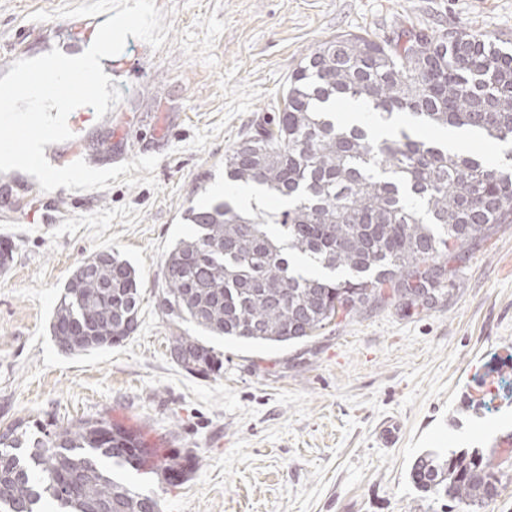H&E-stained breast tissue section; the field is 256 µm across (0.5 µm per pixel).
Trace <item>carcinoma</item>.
<instances>
[{"instance_id":"cac0c4a2","label":"carcinoma","mask_w":512,"mask_h":512,"mask_svg":"<svg viewBox=\"0 0 512 512\" xmlns=\"http://www.w3.org/2000/svg\"><path fill=\"white\" fill-rule=\"evenodd\" d=\"M362 102L390 126L414 125L512 142V50L477 33L411 28L395 40L344 34L305 55L288 77L283 107L224 154V178L282 200L273 212L233 198L191 205L193 234L162 266L158 307L173 324L214 336L281 344L319 334L339 314L360 312L386 293L425 306L439 293L448 257L512 222V166L493 164L421 139L405 128L372 134L336 120L322 105ZM71 277L51 335L66 353L118 345L139 324L141 280L127 260L102 251ZM177 364L219 375L224 360L186 332L171 336ZM138 435L103 418L60 429L0 435V512H161L159 500L126 478L147 457ZM196 459L172 454L162 481L184 479ZM505 474L478 448L418 456L416 490L446 497L463 512L497 498Z\"/></svg>"}]
</instances>
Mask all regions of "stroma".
I'll use <instances>...</instances> for the list:
<instances>
[{
  "label": "stroma",
  "instance_id": "35a3bbf8",
  "mask_svg": "<svg viewBox=\"0 0 512 512\" xmlns=\"http://www.w3.org/2000/svg\"><path fill=\"white\" fill-rule=\"evenodd\" d=\"M0 0V77L18 59L84 47L63 3ZM171 30L160 50L128 38L110 77L127 126L82 107L68 118L89 166L156 155L109 188L41 191L0 173V433L103 418L133 429L157 459L193 453L180 485L128 470L162 512H461L417 492L409 477L428 450L480 448L512 472V223L494 225L448 262L432 305L383 299L299 343L257 344L187 332L224 356L218 376L191 375L170 357L172 328L154 297L184 210L224 182V155L282 104L289 75L319 42L353 33L394 39L416 25L474 31L512 45V0H155ZM38 10L49 19L33 20ZM112 250L142 279L137 330L121 345L68 354L50 333L72 273ZM485 430L464 410L473 381ZM397 419L402 437L378 439Z\"/></svg>",
  "mask_w": 512,
  "mask_h": 512
}]
</instances>
